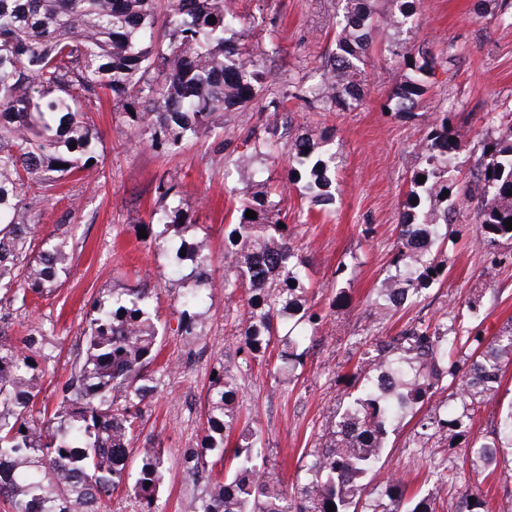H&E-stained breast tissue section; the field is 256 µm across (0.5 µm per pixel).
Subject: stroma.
Wrapping results in <instances>:
<instances>
[{
  "label": "stroma",
  "instance_id": "stroma-1",
  "mask_svg": "<svg viewBox=\"0 0 512 512\" xmlns=\"http://www.w3.org/2000/svg\"><path fill=\"white\" fill-rule=\"evenodd\" d=\"M503 0H421L417 25L392 32L372 51L364 97L346 111L326 110L316 95L322 65L335 49L346 0H227L243 22L241 41L265 61L270 78L260 107L236 112L231 124L215 128L179 151L155 147L135 137L123 110L103 98L90 122L99 134L95 159L33 206L39 235L67 232L73 260L61 285L44 297L0 303V334L15 339L30 328L46 332L43 351L54 372L45 377L36 410L54 411L59 391L82 345L86 304L109 299L113 289L147 286L167 334L150 368L155 387L143 408V431L132 441L131 461L143 449L163 450L166 470L159 512H187L202 495L203 479L181 464L183 449L201 437L203 396L218 361L236 355L237 329L226 321L223 292L198 308L202 331L186 345L177 327L182 311L176 297L195 286L189 268L173 270L168 252L150 249L140 236L162 203L159 181L176 184L183 206L206 228L216 275L224 273V231L237 205V189L260 181L276 189L309 267L318 304L333 289H345L347 304L329 313L298 378L288 379L265 363L243 375L237 405L242 419L261 430L269 466L283 484L302 483L309 454L334 422L345 383L372 339L396 335L423 318L448 322L462 313L465 326L493 339L512 324V264L485 278L487 249L475 236L476 206H457L448 228V275L425 291L418 306L380 320L370 311L382 281L391 274L397 226L403 220L410 178L426 165L420 149L435 120L451 117L462 147L451 177L470 175L487 141L512 125V25L502 20ZM427 45L442 60L415 108L397 110L392 94L406 70L402 53ZM278 108H269V101ZM495 120H488V113ZM336 134V205L311 206L298 189L285 187L286 159L268 161L245 152V137L294 142L304 131ZM479 298L474 312L464 303ZM512 408V366L506 367L494 397L482 403L468 436L447 441L420 435L418 417H404L391 433L381 476L396 475L408 493L428 494L439 507L456 497L453 475L466 459V446L489 440L500 416Z\"/></svg>",
  "mask_w": 512,
  "mask_h": 512
}]
</instances>
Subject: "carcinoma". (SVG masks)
<instances>
[{
  "mask_svg": "<svg viewBox=\"0 0 512 512\" xmlns=\"http://www.w3.org/2000/svg\"><path fill=\"white\" fill-rule=\"evenodd\" d=\"M350 9L336 35V52L323 71L326 103L345 108L362 97L368 50L397 23L415 20L419 0H402L401 19L377 17L372 0H348ZM241 19L224 10V0H0V292L45 296L60 286L71 260L64 234L51 233L41 247L31 242L29 211L57 183L80 173L94 159L98 133L89 122L99 93L127 110L132 127L172 150L224 126L233 112L258 104L266 76L263 63L240 44ZM409 69L393 92L402 111L412 109L435 69L421 47L403 56ZM158 76L145 78L149 70ZM448 117L433 122L421 145L425 181L412 179L391 266L375 299L385 319L419 301L447 274L439 247L448 238V209L477 197L475 233L492 247L512 240L503 221L512 217V127L485 143L472 179L457 185L448 172L461 148ZM334 134L298 136L288 154L287 181L316 206L335 201ZM76 146H71V143ZM242 145L268 157L277 142L245 138ZM157 189L171 203L151 213L150 235L158 250L166 231L186 229L188 211L175 186ZM449 196H442L443 191ZM256 212V218L245 216ZM281 223L278 203L262 189L242 191L236 221L224 235V277L216 279L205 238H180L172 260L188 265L196 288L179 298L180 335L196 336V312L205 297L224 290L239 294L238 358L216 365L204 397L200 446L185 448L181 461L206 482L189 512H436L433 497L409 496L399 478L389 477L378 495L366 494L393 425L427 409L421 435L453 447L469 433L482 401L496 394L503 368L512 364V325L492 341L465 329L411 322L397 335L377 339L364 353L351 392L339 403L337 420L324 444L305 465L304 482L293 490L259 461L260 435L242 430L231 472L211 479L213 458L223 456L239 422L236 400L243 370L276 354L288 373L303 365L324 310L312 304L301 248ZM186 255H181V252ZM295 285H290V282ZM154 290L112 289L85 313L82 347L61 387L53 414L36 417L43 371L35 364L45 333L33 329L15 342L0 336V502L9 512H106L121 486L138 503L136 512H157L155 503L165 459L160 449L143 450L136 473L128 472L130 442L140 430L141 404L152 396L147 372L155 362L165 326L151 306ZM472 350L460 370L448 363L456 343ZM446 391L454 405L433 403ZM121 394L124 405L114 406ZM472 472L479 476L512 449V409L501 416L488 441L471 445ZM456 512H486L479 493L464 489Z\"/></svg>",
  "mask_w": 512,
  "mask_h": 512,
  "instance_id": "carcinoma-1",
  "label": "carcinoma"
}]
</instances>
